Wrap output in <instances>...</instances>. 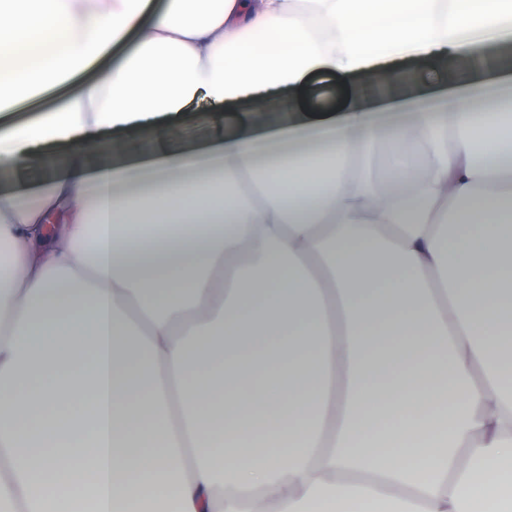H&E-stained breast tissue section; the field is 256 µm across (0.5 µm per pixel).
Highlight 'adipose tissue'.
Instances as JSON below:
<instances>
[{"instance_id": "1", "label": "adipose tissue", "mask_w": 512, "mask_h": 512, "mask_svg": "<svg viewBox=\"0 0 512 512\" xmlns=\"http://www.w3.org/2000/svg\"><path fill=\"white\" fill-rule=\"evenodd\" d=\"M490 30L512 0H0V112L98 71L0 151L52 174L0 196V512H512V95L460 62ZM424 53L456 93L408 100L396 182L358 107L270 164L216 133L177 192L88 162L200 92Z\"/></svg>"}]
</instances>
